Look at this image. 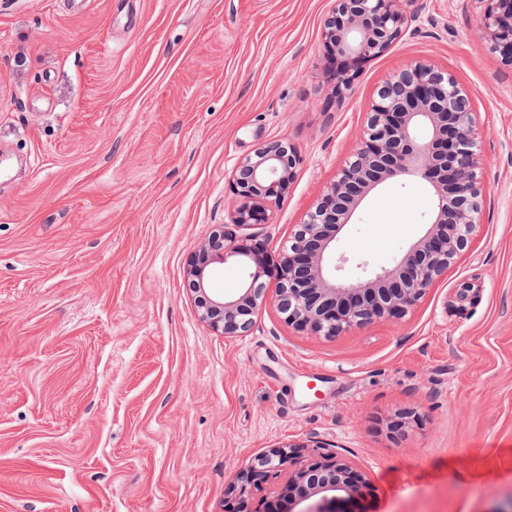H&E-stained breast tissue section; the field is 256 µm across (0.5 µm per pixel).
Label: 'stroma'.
<instances>
[{
    "label": "stroma",
    "instance_id": "35a3bbf8",
    "mask_svg": "<svg viewBox=\"0 0 512 512\" xmlns=\"http://www.w3.org/2000/svg\"><path fill=\"white\" fill-rule=\"evenodd\" d=\"M335 0H0V512H231L228 485L276 446L353 460L355 512H496L512 497V68L477 0H402L409 23L337 96ZM453 73L477 113L482 222L404 318L325 338L266 308L215 333L189 256L233 170L302 156L270 223L291 236L352 153L388 75ZM431 198L391 180L336 242L344 275L391 266ZM469 284L467 300L459 289ZM401 409L418 419L387 425Z\"/></svg>",
    "mask_w": 512,
    "mask_h": 512
}]
</instances>
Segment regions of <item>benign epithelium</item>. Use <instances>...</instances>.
<instances>
[{
  "label": "benign epithelium",
  "instance_id": "obj_1",
  "mask_svg": "<svg viewBox=\"0 0 512 512\" xmlns=\"http://www.w3.org/2000/svg\"><path fill=\"white\" fill-rule=\"evenodd\" d=\"M400 0H336L324 42L363 63L387 50L407 24ZM482 34L490 50L512 66V0H485ZM302 158L286 142H271L245 158L233 174L235 202L188 259L186 276L204 322L224 336L246 334L270 303L288 325L318 336H338L373 321L407 315L448 274L480 222L484 172L470 96L454 74L413 61L389 75L368 105L356 148L293 236L272 250L237 230L270 221L269 206L288 195ZM420 181L431 191L427 229L391 267L355 279L338 275L336 239L384 182ZM230 259L242 264L244 286L232 298L209 286V271ZM276 283L273 297L265 279ZM292 453L274 447L229 490L248 509L247 492L265 483ZM363 475L346 457L326 453L286 476L262 512H349Z\"/></svg>",
  "mask_w": 512,
  "mask_h": 512
}]
</instances>
